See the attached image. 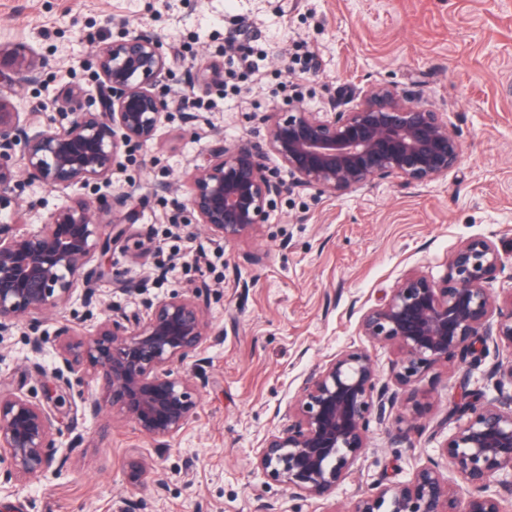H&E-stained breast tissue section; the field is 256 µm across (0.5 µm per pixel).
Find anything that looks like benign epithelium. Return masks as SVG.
<instances>
[{"label": "benign epithelium", "instance_id": "benign-epithelium-1", "mask_svg": "<svg viewBox=\"0 0 512 512\" xmlns=\"http://www.w3.org/2000/svg\"><path fill=\"white\" fill-rule=\"evenodd\" d=\"M42 60L34 52L0 48V84H35ZM169 73L168 48L159 37L132 32L98 51L95 93L80 84L58 95L87 107L62 113L55 131L21 119L0 89V211L13 199L20 177L48 188L107 186L130 143L156 138L169 101L159 87ZM356 103L341 112H314L301 103L274 108L263 118L265 134L255 140L209 149L205 164L190 177L189 197L175 215L179 224H201L222 240L257 232L272 198L315 189L343 196L374 179L399 178L426 184L455 167L462 143L443 113L414 104L393 86L357 90ZM275 156L288 173L278 179L267 160ZM127 197L97 201L75 198L58 207L45 224L19 232L20 219L0 220V339L21 324L38 332L37 316L79 298L91 305L90 283L108 277L132 294L144 285L103 261L127 238L121 217ZM112 213L103 223L100 212ZM503 267L494 240L467 239L448 256V271L435 282L411 274L362 315L359 332L395 346L399 357L391 378L380 382L371 354L348 350L304 381L288 425L269 432L253 462L254 472L280 483L297 499H327L350 475L367 445L371 418L384 420L405 392L427 373L458 358L475 361L488 342L512 347V295L498 300L486 288ZM55 354L73 378L38 398L0 389V461L4 481L58 475L67 456L54 461L62 429L73 434L68 448L82 445L80 426L105 406L164 448L192 420L204 381L184 372L204 362L202 351L222 337L211 332L200 296L173 294L144 310L111 312L78 332L59 328ZM101 382L97 395L81 401L65 427L55 414L57 391ZM451 416L456 432L441 447L442 462L416 467L395 485H378L354 512H509L512 503V394L484 400L460 382ZM454 472L467 489L465 500L448 482ZM128 481L145 483L142 463L127 464Z\"/></svg>", "mask_w": 512, "mask_h": 512}]
</instances>
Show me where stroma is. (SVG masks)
<instances>
[{
    "mask_svg": "<svg viewBox=\"0 0 512 512\" xmlns=\"http://www.w3.org/2000/svg\"><path fill=\"white\" fill-rule=\"evenodd\" d=\"M230 28L266 55L260 73L239 78L234 97L191 81L221 62ZM133 31L185 55L160 87L171 108L157 139L130 146L108 188L131 197L129 234L148 248L138 257L116 245L112 265L147 291L101 282L93 308L78 301L43 317L38 352L28 327L15 328L0 342V381L41 393L57 381L61 325L85 326L110 309L139 308L202 282L207 318L222 340L206 346L197 414L168 447L104 413L86 422L85 441L61 475L0 485V512H261L267 504L277 512H353L376 483L402 482L416 465L439 459L456 429L449 411L462 376L489 400L512 391L511 378L488 375L512 359L510 345H489L475 363L449 360L389 419L371 420L362 457L326 500L291 498L252 468L267 432L287 423L304 380L341 351H370L388 381L395 347L370 342L358 325L408 274L440 280L457 244L488 237L504 258L488 287L496 298L512 295V0H176L170 10L162 0H0V46L31 48L43 61L38 83L9 93L18 112L59 127V88L92 87L97 50ZM309 50L311 73L302 77L292 58ZM380 83L446 113L463 144L447 176L422 185L376 179L341 197L288 193L274 199L259 233L236 241L173 223L186 198L183 175L216 137L231 144L255 136L266 113L290 102L342 111L353 90ZM192 94L216 110L187 120L180 106ZM78 196L99 193L26 182L15 203L31 230ZM133 457L147 486L125 478Z\"/></svg>",
    "mask_w": 512,
    "mask_h": 512,
    "instance_id": "35a3bbf8",
    "label": "stroma"
}]
</instances>
